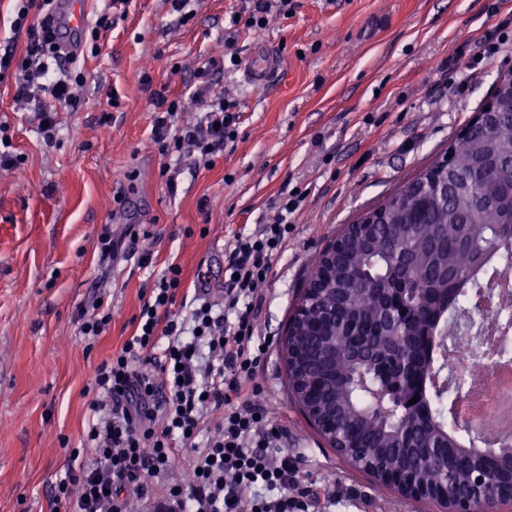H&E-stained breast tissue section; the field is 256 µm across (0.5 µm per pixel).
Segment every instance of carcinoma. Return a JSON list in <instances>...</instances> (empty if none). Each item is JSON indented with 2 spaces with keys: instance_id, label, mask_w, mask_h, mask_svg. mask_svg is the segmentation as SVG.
Returning <instances> with one entry per match:
<instances>
[{
  "instance_id": "cac0c4a2",
  "label": "carcinoma",
  "mask_w": 512,
  "mask_h": 512,
  "mask_svg": "<svg viewBox=\"0 0 512 512\" xmlns=\"http://www.w3.org/2000/svg\"><path fill=\"white\" fill-rule=\"evenodd\" d=\"M491 130L475 128L455 146L448 204L433 205L428 191L409 182L397 191L388 223L370 235L358 234L330 289L351 290L349 303L336 309V346L295 336L304 348L296 366L308 374L316 400L334 413L336 429H346L367 445L381 465L412 467L419 482L445 487L448 493L471 488L472 473L491 476L481 493L490 501L512 482V438L485 441L500 448L495 455L473 446L465 453L452 418L447 384L433 381L440 371L431 360L425 335L437 330L442 351L463 335L448 314L462 313L464 298L488 291L487 261L504 250L512 253V155L488 164L494 150L512 147V103ZM332 292L316 295L308 305L320 316ZM394 378V396L407 389L420 396L417 411L404 412L385 398L387 417L379 415L376 392Z\"/></svg>"
}]
</instances>
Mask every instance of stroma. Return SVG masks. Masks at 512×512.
I'll return each instance as SVG.
<instances>
[{"mask_svg":"<svg viewBox=\"0 0 512 512\" xmlns=\"http://www.w3.org/2000/svg\"><path fill=\"white\" fill-rule=\"evenodd\" d=\"M293 3L266 29L231 37L242 0H193L186 23L165 0H128L100 53L79 59L86 82L58 106L50 144L32 110L17 108L13 80L0 79V122L23 158L0 170V512H54L51 488L87 428L91 370L132 335L156 273L180 264L188 294L223 304L230 242L271 221L287 187L306 198L262 311L273 342L261 398L282 418L303 478L346 490L332 512H433L328 447L287 387L281 339L326 244L441 157L512 72V0ZM502 33L506 44L467 69L471 49ZM259 39L284 61L267 88L245 86L238 67L216 77L237 104L236 142L209 168L162 156L155 97L179 96L205 62L246 57ZM130 224L143 230L136 255L102 269L98 235L108 227L123 239ZM142 252L151 269L139 267ZM103 276L112 321L88 350L78 310Z\"/></svg>","mask_w":512,"mask_h":512,"instance_id":"1","label":"stroma"}]
</instances>
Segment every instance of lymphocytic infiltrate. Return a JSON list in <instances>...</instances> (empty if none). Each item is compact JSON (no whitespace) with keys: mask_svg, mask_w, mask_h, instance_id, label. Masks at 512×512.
Here are the masks:
<instances>
[{"mask_svg":"<svg viewBox=\"0 0 512 512\" xmlns=\"http://www.w3.org/2000/svg\"><path fill=\"white\" fill-rule=\"evenodd\" d=\"M55 7L56 0H20L14 26L36 34L24 57L10 49L0 54V74L15 73V98L37 101L48 142L57 107L73 102L84 84L75 69L50 74L51 62L61 58L49 26ZM218 68L210 61L196 73L202 114L195 123L173 127L181 99L157 97L152 132L163 154H194L210 167L236 140V104L211 90ZM302 202L288 191L273 222L235 235L223 305L203 298L190 308L178 304V264L155 281L133 335L93 369L88 430L51 490L57 512H129L131 498L148 497L157 479L155 512H309L318 501L320 488L301 480L297 458L279 450L282 425L259 401L257 382L271 344L259 331L262 290ZM180 461L189 483H165Z\"/></svg>","mask_w":512,"mask_h":512,"instance_id":"obj_1","label":"lymphocytic infiltrate"}]
</instances>
